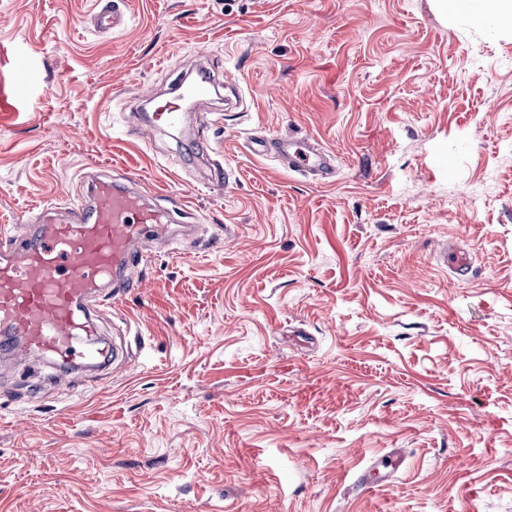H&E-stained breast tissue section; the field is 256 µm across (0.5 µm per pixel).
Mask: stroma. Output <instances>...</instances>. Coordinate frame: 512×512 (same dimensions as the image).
Masks as SVG:
<instances>
[{"instance_id":"obj_1","label":"stroma","mask_w":512,"mask_h":512,"mask_svg":"<svg viewBox=\"0 0 512 512\" xmlns=\"http://www.w3.org/2000/svg\"><path fill=\"white\" fill-rule=\"evenodd\" d=\"M0 0V225L140 179L197 238L97 318L128 355L0 361V512H512V30L435 0ZM202 62L239 103L132 140ZM306 138L324 182L250 149ZM229 173L204 181L188 136ZM471 260H438L444 245ZM397 454L384 478L380 462ZM123 0H106L95 15L96 26L102 31L112 32L121 29L127 24V15L123 8Z\"/></svg>"}]
</instances>
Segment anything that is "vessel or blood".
Segmentation results:
<instances>
[{
	"label": "vessel or blood",
	"instance_id": "vessel-or-blood-1",
	"mask_svg": "<svg viewBox=\"0 0 512 512\" xmlns=\"http://www.w3.org/2000/svg\"><path fill=\"white\" fill-rule=\"evenodd\" d=\"M123 0H104L95 15L100 30L115 31L127 23ZM210 77L186 85L171 97L148 96V125L129 123L127 133L141 136L144 128H177L186 98L204 99ZM256 154L282 162L288 170L326 180L335 172L330 153L291 136L259 137L251 142ZM35 235L17 237L10 225L0 226V352L19 360L52 361L58 379L73 368L107 370L111 345L92 343L98 328L90 300L111 299L113 290L138 282L142 261L138 243L151 239L171 247L175 236L165 213L151 203L135 178L116 182L94 180L89 200L69 206L66 215L43 210Z\"/></svg>",
	"mask_w": 512,
	"mask_h": 512
}]
</instances>
